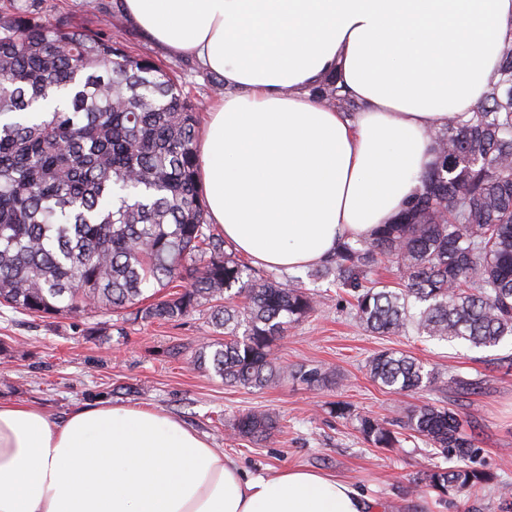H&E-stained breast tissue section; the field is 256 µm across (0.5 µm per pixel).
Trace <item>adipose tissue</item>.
Instances as JSON below:
<instances>
[{
  "mask_svg": "<svg viewBox=\"0 0 512 512\" xmlns=\"http://www.w3.org/2000/svg\"><path fill=\"white\" fill-rule=\"evenodd\" d=\"M169 54L224 82L197 145L208 218L293 271L394 221L512 39V0H117ZM336 77L347 114L312 87ZM0 512H374L300 467L245 471L177 418L98 402L55 418L0 400Z\"/></svg>",
  "mask_w": 512,
  "mask_h": 512,
  "instance_id": "1",
  "label": "adipose tissue"
}]
</instances>
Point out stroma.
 <instances>
[{
    "label": "stroma",
    "mask_w": 512,
    "mask_h": 512,
    "mask_svg": "<svg viewBox=\"0 0 512 512\" xmlns=\"http://www.w3.org/2000/svg\"><path fill=\"white\" fill-rule=\"evenodd\" d=\"M15 4L92 29L113 21V40L170 72L198 118L222 96L209 72L170 56L127 21H114L112 0H0V13ZM298 276L315 293L317 305L309 318L289 328L276 356L288 365L323 367L332 379L324 388L291 381L245 389L194 368L195 352L217 337L205 311L159 324L125 312L44 318L1 307L0 399L36 404L57 418L97 400L152 408L179 418L248 470L305 466L348 479L374 498L379 512H512V497L502 495L503 487H512V339L478 351L411 332L377 336L356 321L335 289L313 281L307 271ZM381 349L410 354L445 376L460 374L475 391L463 395L439 383L417 393L386 392L366 370L368 358ZM337 402L349 405V414L332 413ZM427 402L448 406L467 421L474 437L467 463L495 474L494 484L462 499L437 496L418 478L433 466L449 467V460L413 438L398 448H375L356 430L357 416L400 421L408 409ZM252 409L268 411L280 423L267 441L231 435L235 417Z\"/></svg>",
    "instance_id": "35a3bbf8"
}]
</instances>
